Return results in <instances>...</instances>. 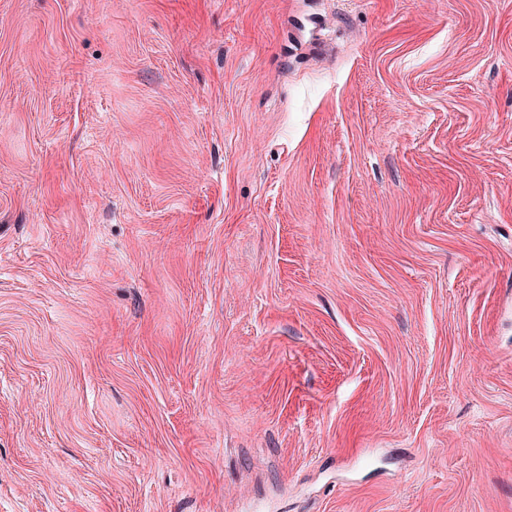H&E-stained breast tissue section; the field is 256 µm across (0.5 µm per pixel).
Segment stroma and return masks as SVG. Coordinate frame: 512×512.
Wrapping results in <instances>:
<instances>
[{
	"label": "stroma",
	"mask_w": 512,
	"mask_h": 512,
	"mask_svg": "<svg viewBox=\"0 0 512 512\" xmlns=\"http://www.w3.org/2000/svg\"><path fill=\"white\" fill-rule=\"evenodd\" d=\"M0 512H512V0H0Z\"/></svg>",
	"instance_id": "35a3bbf8"
}]
</instances>
